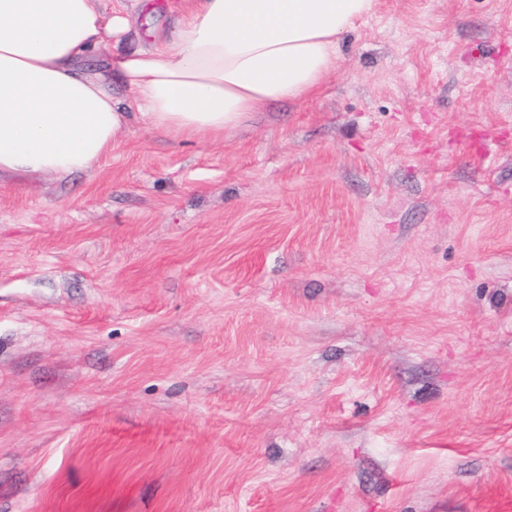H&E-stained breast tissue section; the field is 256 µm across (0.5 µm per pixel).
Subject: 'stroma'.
<instances>
[{
  "mask_svg": "<svg viewBox=\"0 0 512 512\" xmlns=\"http://www.w3.org/2000/svg\"><path fill=\"white\" fill-rule=\"evenodd\" d=\"M152 2L103 0L126 45L175 28ZM508 478L512 0H374L314 96L0 178V512H462Z\"/></svg>",
  "mask_w": 512,
  "mask_h": 512,
  "instance_id": "stroma-1",
  "label": "stroma"
}]
</instances>
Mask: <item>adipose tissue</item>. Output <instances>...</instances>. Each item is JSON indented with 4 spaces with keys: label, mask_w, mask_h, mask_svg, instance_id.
Here are the masks:
<instances>
[{
    "label": "adipose tissue",
    "mask_w": 512,
    "mask_h": 512,
    "mask_svg": "<svg viewBox=\"0 0 512 512\" xmlns=\"http://www.w3.org/2000/svg\"><path fill=\"white\" fill-rule=\"evenodd\" d=\"M373 0H196L170 40L122 53L100 0H0V175L92 171L135 119L218 138L249 113L309 96ZM132 91L137 112L114 99Z\"/></svg>",
    "instance_id": "ef3b65f1"
}]
</instances>
